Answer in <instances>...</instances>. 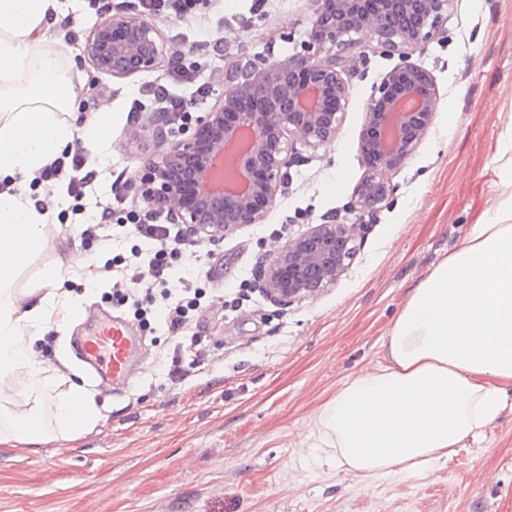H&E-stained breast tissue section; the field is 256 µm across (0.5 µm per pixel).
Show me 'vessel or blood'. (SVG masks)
<instances>
[{
  "label": "vessel or blood",
  "mask_w": 512,
  "mask_h": 512,
  "mask_svg": "<svg viewBox=\"0 0 512 512\" xmlns=\"http://www.w3.org/2000/svg\"><path fill=\"white\" fill-rule=\"evenodd\" d=\"M74 346L100 387L120 392L128 386L140 355V338L130 325L116 319L92 320Z\"/></svg>",
  "instance_id": "obj_1"
}]
</instances>
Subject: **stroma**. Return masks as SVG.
I'll return each instance as SVG.
<instances>
[{"label":"stroma","instance_id":"stroma-1","mask_svg":"<svg viewBox=\"0 0 512 512\" xmlns=\"http://www.w3.org/2000/svg\"><path fill=\"white\" fill-rule=\"evenodd\" d=\"M141 13L182 51L193 70L184 94L205 86L196 112L208 111L217 83L240 52L301 49L314 0H196L182 17L143 9L140 0H69L49 31L65 43L67 60L87 82L76 121L89 131L102 109L112 127L90 160L95 172L82 198L68 179L36 177L25 191L47 203L46 243L17 275L18 289L36 287L61 270L80 308L54 316L35 352L45 374L67 362L44 339L75 336L96 311L133 321L107 275L86 293L85 263L123 262L148 214L133 179L155 151L144 118L155 106L145 86L164 69L118 79L99 73L84 53L88 36L112 11ZM349 72L350 98L333 145H296L289 183L262 223L216 243L195 242L173 262L175 275L193 272L202 290L197 319L208 358L181 383H171L166 354L186 346L163 317L138 325L144 356L123 395L96 389L93 429L74 441L39 447L0 445V512H512V412L504 411L476 438L427 473L404 480L364 481L308 436L322 402L336 387L383 360L381 339L409 291L480 223L498 194L500 135L512 118V0H451L448 21L412 62L430 71L439 94L433 127L403 166L388 172L394 187L377 212L355 206L366 174L359 151L364 105L398 64L363 41ZM126 183L122 202L110 193ZM111 206V242L83 237ZM361 225L352 265L335 286L280 307L253 287L254 272L273 246L329 216Z\"/></svg>","mask_w":512,"mask_h":512}]
</instances>
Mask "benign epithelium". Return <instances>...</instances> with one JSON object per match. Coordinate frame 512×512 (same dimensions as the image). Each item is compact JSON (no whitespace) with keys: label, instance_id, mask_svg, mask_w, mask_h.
Listing matches in <instances>:
<instances>
[{"label":"benign epithelium","instance_id":"1","mask_svg":"<svg viewBox=\"0 0 512 512\" xmlns=\"http://www.w3.org/2000/svg\"><path fill=\"white\" fill-rule=\"evenodd\" d=\"M317 8L302 51L241 54L224 71L212 108L182 121L181 139H169L172 118L155 108L143 128L157 156L145 161L138 192L151 211L165 212L183 233L218 242L261 223L288 184L296 142L316 149L336 138L367 36L402 63L386 73L364 106L360 152L368 174L357 205L376 211L393 188L384 173L399 169L428 135L439 98L432 74L409 61L448 20L451 0H314ZM96 69L125 78L158 68L164 53L159 30L119 8L86 42ZM360 225L331 216L266 253L255 287L271 302L290 306L336 284L354 260Z\"/></svg>","mask_w":512,"mask_h":512}]
</instances>
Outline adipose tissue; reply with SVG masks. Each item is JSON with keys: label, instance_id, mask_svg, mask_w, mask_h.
Listing matches in <instances>:
<instances>
[{"label": "adipose tissue", "instance_id": "obj_1", "mask_svg": "<svg viewBox=\"0 0 512 512\" xmlns=\"http://www.w3.org/2000/svg\"><path fill=\"white\" fill-rule=\"evenodd\" d=\"M62 13L60 0H0V181L19 186L0 194V385L18 387L0 404V444L74 440L99 419L88 383L43 376L34 356V328L80 298L58 271L14 286L50 220L21 188L75 144L85 77L47 35ZM501 149L509 159L484 222L412 289L382 339L384 364L315 415L312 447L362 479L425 474L512 403V124Z\"/></svg>", "mask_w": 512, "mask_h": 512}]
</instances>
